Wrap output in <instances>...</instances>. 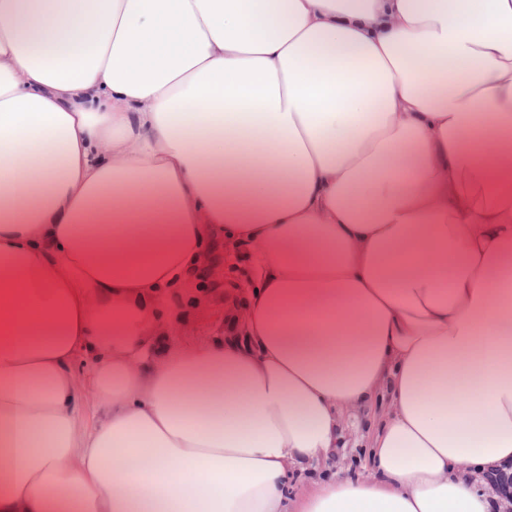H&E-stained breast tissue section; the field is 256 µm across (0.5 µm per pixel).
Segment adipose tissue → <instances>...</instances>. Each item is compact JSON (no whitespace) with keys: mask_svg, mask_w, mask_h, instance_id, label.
<instances>
[{"mask_svg":"<svg viewBox=\"0 0 512 512\" xmlns=\"http://www.w3.org/2000/svg\"><path fill=\"white\" fill-rule=\"evenodd\" d=\"M217 234L258 275L174 339ZM511 464L512 0H0V512H492ZM372 412L363 410L354 416H351L348 428L346 430V443L348 448H344L338 456H336V471L342 473H366L367 460L365 449L364 434L365 424L370 420ZM352 423H360L361 428L357 429Z\"/></svg>","mask_w":512,"mask_h":512,"instance_id":"obj_1","label":"adipose tissue"}]
</instances>
